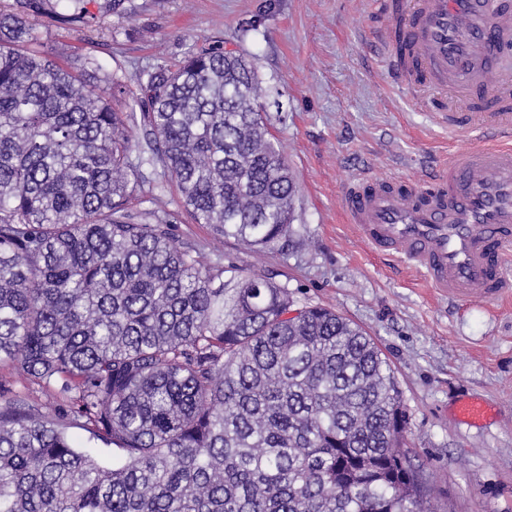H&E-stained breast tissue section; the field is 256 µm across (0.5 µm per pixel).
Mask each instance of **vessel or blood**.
Returning <instances> with one entry per match:
<instances>
[{"instance_id": "b4317fda", "label": "vessel or blood", "mask_w": 512, "mask_h": 512, "mask_svg": "<svg viewBox=\"0 0 512 512\" xmlns=\"http://www.w3.org/2000/svg\"><path fill=\"white\" fill-rule=\"evenodd\" d=\"M381 54L411 91L461 88L467 112H438L449 133L485 130L421 177L348 182L344 211L376 252L398 257L452 301L512 295V0H387ZM480 399L456 405L479 425Z\"/></svg>"}]
</instances>
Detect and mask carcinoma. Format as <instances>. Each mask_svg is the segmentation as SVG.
I'll return each mask as SVG.
<instances>
[{"mask_svg": "<svg viewBox=\"0 0 512 512\" xmlns=\"http://www.w3.org/2000/svg\"><path fill=\"white\" fill-rule=\"evenodd\" d=\"M61 2L62 22L90 24L88 0ZM47 10L0 8V361L67 405L0 390V512H436L361 327L201 264L170 215L129 207L158 164L214 235L290 241L297 185L252 60L214 44L114 76L118 112L88 93L91 62L78 74L38 47Z\"/></svg>", "mask_w": 512, "mask_h": 512, "instance_id": "obj_1", "label": "carcinoma"}]
</instances>
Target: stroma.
I'll use <instances>...</instances> for the list:
<instances>
[{
    "label": "stroma",
    "instance_id": "obj_1",
    "mask_svg": "<svg viewBox=\"0 0 512 512\" xmlns=\"http://www.w3.org/2000/svg\"><path fill=\"white\" fill-rule=\"evenodd\" d=\"M89 0L91 27L33 21L42 49L90 58L134 78L216 42L251 57L269 91L262 104L298 187L293 241L275 250L219 239L184 213L173 187L144 186L136 207L172 214L178 243L207 266L236 262L287 284L363 327L388 358L409 417L405 443L449 512H512V306L455 303L395 258L380 255L342 216V191L366 175L415 176L448 158L433 113L463 111L454 91L404 93L376 44L379 0ZM279 100H272V93ZM496 409L484 428L458 424L453 404Z\"/></svg>",
    "mask_w": 512,
    "mask_h": 512
}]
</instances>
